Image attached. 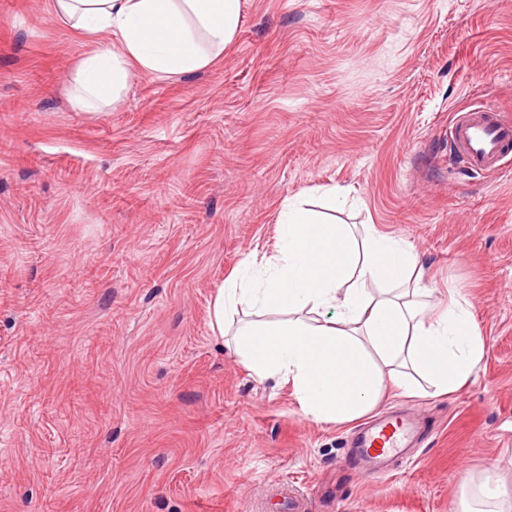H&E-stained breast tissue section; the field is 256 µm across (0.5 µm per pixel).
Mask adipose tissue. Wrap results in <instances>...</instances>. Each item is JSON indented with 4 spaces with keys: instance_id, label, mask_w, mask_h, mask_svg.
<instances>
[{
    "instance_id": "obj_1",
    "label": "adipose tissue",
    "mask_w": 512,
    "mask_h": 512,
    "mask_svg": "<svg viewBox=\"0 0 512 512\" xmlns=\"http://www.w3.org/2000/svg\"><path fill=\"white\" fill-rule=\"evenodd\" d=\"M71 29L97 37L77 63L71 104L85 112L120 101L132 74L180 75L222 56L239 32L242 0H51ZM281 254L258 283L229 278L217 289L212 328L240 306L254 318L235 344L260 377L292 384L317 421L352 423L382 399L449 396L484 360L486 345L466 301L430 311L425 274L410 247L378 232L285 204Z\"/></svg>"
}]
</instances>
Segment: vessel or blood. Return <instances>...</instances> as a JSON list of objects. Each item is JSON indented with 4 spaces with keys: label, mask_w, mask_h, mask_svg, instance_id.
I'll use <instances>...</instances> for the list:
<instances>
[{
    "label": "vessel or blood",
    "mask_w": 512,
    "mask_h": 512,
    "mask_svg": "<svg viewBox=\"0 0 512 512\" xmlns=\"http://www.w3.org/2000/svg\"><path fill=\"white\" fill-rule=\"evenodd\" d=\"M448 137L470 169H494L512 148V120L498 106L483 103L454 121ZM419 436V422L401 413L388 414L353 434L349 457L365 464L370 475L382 478L394 461L414 448Z\"/></svg>",
    "instance_id": "obj_1"
}]
</instances>
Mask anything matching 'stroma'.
<instances>
[{
	"mask_svg": "<svg viewBox=\"0 0 512 512\" xmlns=\"http://www.w3.org/2000/svg\"><path fill=\"white\" fill-rule=\"evenodd\" d=\"M93 47L0 0V512H459L490 467L512 490V155L475 173L448 139L475 101L512 114V0H244L222 57L96 114L68 101ZM287 199L410 244L434 300L472 306L469 384L377 406L432 427L391 478L211 328Z\"/></svg>",
	"mask_w": 512,
	"mask_h": 512,
	"instance_id": "1",
	"label": "stroma"
}]
</instances>
